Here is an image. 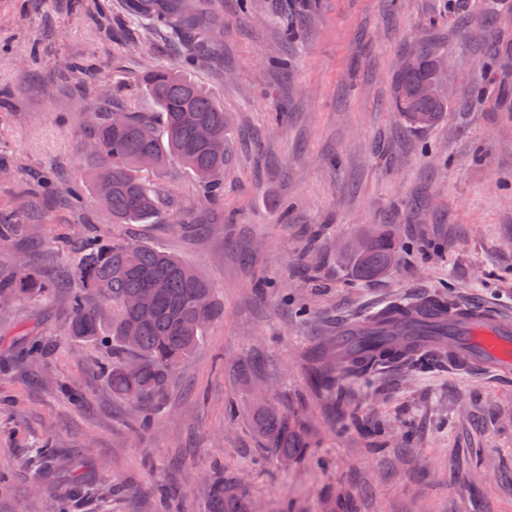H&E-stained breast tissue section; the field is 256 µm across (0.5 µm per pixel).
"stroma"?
Instances as JSON below:
<instances>
[{"label": "stroma", "mask_w": 512, "mask_h": 512, "mask_svg": "<svg viewBox=\"0 0 512 512\" xmlns=\"http://www.w3.org/2000/svg\"><path fill=\"white\" fill-rule=\"evenodd\" d=\"M124 4L0 0V92L9 94L0 215L26 226L0 247V267L21 260L50 277L66 261L60 238L130 237L197 270L224 313L142 430L101 370L108 349L66 332L75 280L0 305V512H59L33 475L42 442L94 462L105 484L90 512H158L161 484L176 491L168 512H205L218 471L237 476L260 512H512V371L385 366L344 381L339 403L314 384L309 358L337 323L418 295L446 290L457 304L512 315V7L486 15L470 0H319L288 42L283 0H252L247 13L239 0H213L223 34L189 73L230 118L224 221L186 235L175 217L202 201L176 162L156 178L170 202L149 224L27 195L59 169L83 178L99 93L175 63L166 34ZM485 32L502 48L501 97L470 93L484 82L475 37ZM426 38L440 45L452 95L444 119L418 129L392 110L391 77ZM371 227L404 249L393 268L363 279L357 244ZM261 277L273 289L257 290ZM287 301L306 317L286 312ZM24 328L43 347L29 361L15 356ZM263 397L308 438L289 464L254 430ZM376 421L390 433H368Z\"/></svg>", "instance_id": "obj_1"}]
</instances>
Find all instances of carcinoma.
Listing matches in <instances>:
<instances>
[{
  "label": "carcinoma",
  "instance_id": "carcinoma-1",
  "mask_svg": "<svg viewBox=\"0 0 512 512\" xmlns=\"http://www.w3.org/2000/svg\"><path fill=\"white\" fill-rule=\"evenodd\" d=\"M126 8L168 34L178 48V62L113 84L96 110L86 181L66 185L62 198L71 207H102L114 224H149L164 204L150 176L172 158L193 172L204 204L214 206L224 197V108L186 75L193 57L210 47L221 25L206 0H126ZM306 17L287 0L284 36H293L294 27ZM415 51L417 60L393 76L391 106L410 126L427 128L448 112V99L436 75L437 46L422 41ZM138 92L154 102L160 118L120 107ZM23 231L22 224H0V246L14 242ZM361 242L357 259L362 276L383 272L398 261L397 242L376 234ZM75 254L77 262L65 266V276L78 284L70 297L68 333L110 349L111 360L102 370L112 394L138 407L140 426L148 428L172 373L204 341L208 326L221 316V303L194 269L135 239L87 237ZM50 293V284L24 269L0 271V300ZM436 306L447 312L456 303L447 294L391 302L356 333L336 337L327 349L316 347L315 382L336 391L348 378L366 379L383 365H416L441 357L451 347L478 368L481 358L464 342L459 323L426 319ZM255 429L280 459L293 460L304 448L303 436L270 405L257 410ZM37 478L56 493L61 512L82 508L98 484L91 461L48 447L40 452ZM205 512H253V503L237 477L221 472L209 478Z\"/></svg>",
  "mask_w": 512,
  "mask_h": 512
}]
</instances>
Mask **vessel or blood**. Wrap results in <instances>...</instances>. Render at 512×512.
Here are the masks:
<instances>
[{"label": "vessel or blood", "instance_id": "b4317fda", "mask_svg": "<svg viewBox=\"0 0 512 512\" xmlns=\"http://www.w3.org/2000/svg\"><path fill=\"white\" fill-rule=\"evenodd\" d=\"M469 340L483 363L506 371L512 369V319L489 307L465 306Z\"/></svg>", "mask_w": 512, "mask_h": 512}]
</instances>
